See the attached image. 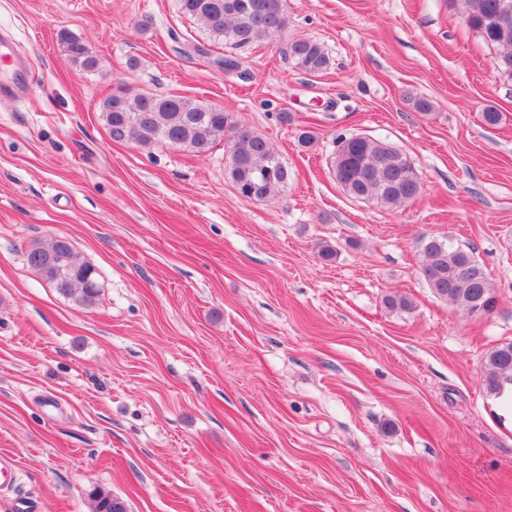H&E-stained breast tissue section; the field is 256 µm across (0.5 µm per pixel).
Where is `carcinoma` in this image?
Here are the masks:
<instances>
[{
  "instance_id": "cac0c4a2",
  "label": "carcinoma",
  "mask_w": 512,
  "mask_h": 512,
  "mask_svg": "<svg viewBox=\"0 0 512 512\" xmlns=\"http://www.w3.org/2000/svg\"><path fill=\"white\" fill-rule=\"evenodd\" d=\"M462 2L467 26L498 50L496 68L512 78V0ZM179 8L203 22L214 38L237 46L272 40L288 26L287 0H179ZM64 42L71 63L86 72L98 71L100 59L85 50V43L68 37ZM288 56L296 69L306 73H319L329 64L322 45L308 38L291 40ZM101 118L110 139L120 144L185 147L201 154L224 142L229 152L228 175L237 192L249 199L271 198L290 180L274 145L265 136L235 124L231 114L219 107L119 87L104 100ZM331 168L349 196L390 208L413 202L422 190L415 166L405 153L365 136L337 138ZM418 247L421 274L435 296L468 315H489L496 309L498 297L473 250L439 236L421 238ZM27 263L59 295L85 307L97 302V271L77 260L68 239L56 236L33 243ZM383 303L397 313L414 308L411 297L398 292L386 294ZM482 386L485 395L503 408L512 403V342L486 353ZM89 498L91 512H127L125 501L109 491L95 489Z\"/></svg>"
}]
</instances>
